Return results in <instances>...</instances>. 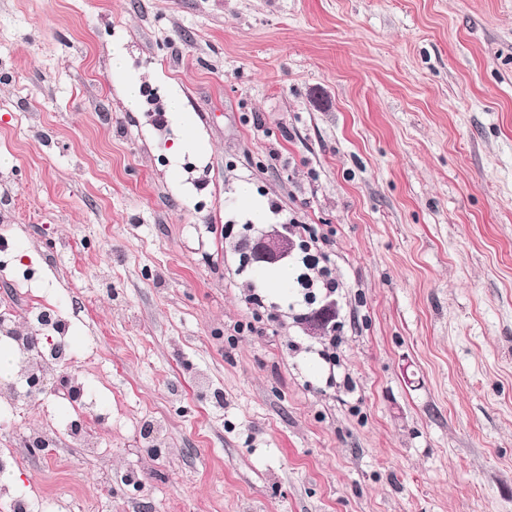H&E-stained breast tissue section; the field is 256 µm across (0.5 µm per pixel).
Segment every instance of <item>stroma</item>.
Segmentation results:
<instances>
[{
	"mask_svg": "<svg viewBox=\"0 0 512 512\" xmlns=\"http://www.w3.org/2000/svg\"><path fill=\"white\" fill-rule=\"evenodd\" d=\"M172 88L207 151L171 159ZM283 225L279 290L242 234ZM0 237V315L71 343L0 414L34 512H512V0H0ZM74 375L97 452L25 442ZM112 72L121 76L125 75L123 94L126 103L131 108L137 107L140 85L137 79L129 74L127 58L120 46H116L112 51ZM309 242L305 244V255L302 258L303 264L309 270L318 268L317 280L314 281L311 277H303L301 280V287L306 288H324L327 292L336 293L340 284L336 277L332 276L329 269L331 263V254L327 248L328 241L324 234H321L318 229L309 232ZM312 248L314 253H310Z\"/></svg>",
	"mask_w": 512,
	"mask_h": 512,
	"instance_id": "obj_1",
	"label": "stroma"
}]
</instances>
